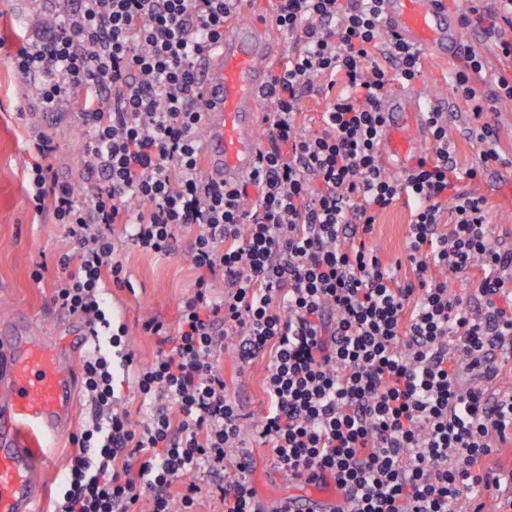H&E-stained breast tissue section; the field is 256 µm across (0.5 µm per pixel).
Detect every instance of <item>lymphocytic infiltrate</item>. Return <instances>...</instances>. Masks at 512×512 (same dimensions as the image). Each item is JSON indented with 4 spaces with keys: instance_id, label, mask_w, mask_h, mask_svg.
<instances>
[{
    "instance_id": "obj_1",
    "label": "lymphocytic infiltrate",
    "mask_w": 512,
    "mask_h": 512,
    "mask_svg": "<svg viewBox=\"0 0 512 512\" xmlns=\"http://www.w3.org/2000/svg\"><path fill=\"white\" fill-rule=\"evenodd\" d=\"M11 56L36 75L43 108L82 119L90 205L47 160L29 171L28 199L51 211L75 249L57 261L60 310L91 337L82 364L88 415L69 442L52 512H200L201 477L221 475L224 512H262L232 456L252 436L291 484L334 478L348 512H512L498 457L512 446V248L491 239L485 200L454 180L448 125L432 122L434 154L400 179L380 162L382 104L393 82L420 77L419 56L384 43L371 0H276L291 45L269 79L264 137L251 177L259 191L227 188L203 172L195 64L218 43L233 0H57ZM463 27L512 59V0H478ZM483 60L454 72L481 125L484 164L498 162V129L484 121L512 99V77L476 91ZM331 95L315 131L300 102L319 80ZM411 203L405 260L414 280L368 243L377 217ZM192 230L199 276L177 330L150 317L151 363L136 366L126 324L114 322L105 285L131 282L121 239L170 254ZM480 271V313L454 284ZM263 357L266 407L247 422L224 395L220 357ZM133 372L143 419L116 395V369Z\"/></svg>"
}]
</instances>
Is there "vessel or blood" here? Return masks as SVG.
Wrapping results in <instances>:
<instances>
[{"instance_id": "vessel-or-blood-1", "label": "vessel or blood", "mask_w": 512, "mask_h": 512, "mask_svg": "<svg viewBox=\"0 0 512 512\" xmlns=\"http://www.w3.org/2000/svg\"><path fill=\"white\" fill-rule=\"evenodd\" d=\"M385 38L444 60H458L465 36L447 0H379ZM269 30L248 0H236L221 43L198 63L202 121L196 138L207 173L233 187L253 172L265 148L258 135L263 90L276 65ZM437 101L425 86L393 94L383 103L381 162L409 175L431 146L429 121ZM76 373L65 351L40 336L27 317L0 324V512H38L42 476L55 465L46 450L70 420ZM333 482L310 487L304 498H269L266 512H340Z\"/></svg>"}]
</instances>
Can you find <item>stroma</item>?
I'll return each instance as SVG.
<instances>
[{"label":"stroma","instance_id":"1","mask_svg":"<svg viewBox=\"0 0 512 512\" xmlns=\"http://www.w3.org/2000/svg\"><path fill=\"white\" fill-rule=\"evenodd\" d=\"M420 81L430 87L451 114L448 138L455 146L458 171L481 166L480 147L469 136L474 126L473 106L457 92L450 63L422 59ZM34 83V78H21L9 63L0 62V321L19 312L29 317L34 326L51 333L68 319L52 305L51 294L60 274L57 259L72 245L51 212L35 213L28 202L27 168L38 159L36 136L53 142L56 150L50 162L54 174L75 189L81 203L91 201L99 181L82 162L86 141L78 132L75 118L61 113L43 124L33 123L31 115L40 109L28 96ZM490 120L499 131L500 161L470 187L487 201L495 242L507 246L512 245V101L499 104ZM409 222L410 207L403 199L378 218L369 241L383 261L404 257ZM176 239L174 251L166 256L141 252L129 241L120 252L133 287L112 288L110 302L113 312L129 328L127 342L140 364L150 362L157 349L155 337L141 332L142 320L156 315L169 325H176L181 299L198 276L188 260L191 234L180 232ZM42 262L47 268L42 282L37 283L32 272ZM221 367L228 399L241 413L260 416L264 409V358L245 364L228 349L221 357ZM245 451L251 460L246 475L259 491L283 496L294 493V486L272 470L266 447L249 438Z\"/></svg>","mask_w":512,"mask_h":512}]
</instances>
